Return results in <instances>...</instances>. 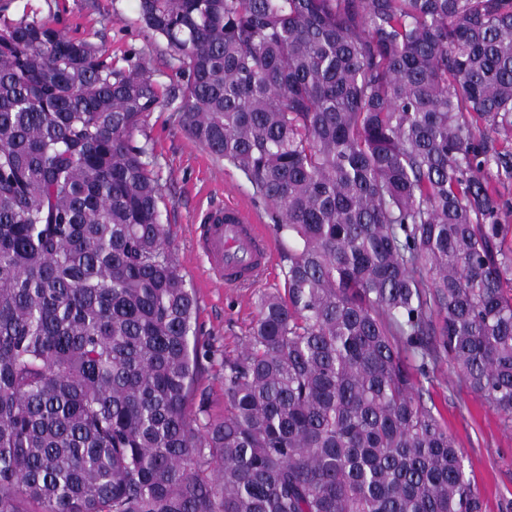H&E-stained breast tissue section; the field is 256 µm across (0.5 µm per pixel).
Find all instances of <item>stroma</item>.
Returning a JSON list of instances; mask_svg holds the SVG:
<instances>
[{"mask_svg":"<svg viewBox=\"0 0 512 512\" xmlns=\"http://www.w3.org/2000/svg\"><path fill=\"white\" fill-rule=\"evenodd\" d=\"M138 0H0V25L23 17L53 19L67 34L88 37L107 53H130L153 78L176 86L174 62L163 39L137 21ZM148 133L155 170L165 198L162 221L189 288L197 298L200 335L217 350L205 361L199 386L213 412L224 409L220 353L239 350L257 314L261 294L283 289V247L274 243V265L255 282L216 288L206 282L208 265L194 240L201 218L211 208L239 203L250 208L266 229H273L268 206L254 196L246 176L213 156L174 122L170 111L154 113ZM433 398L465 457L468 476L485 512H512V430L498 414L461 382L452 363H443L431 385Z\"/></svg>","mask_w":512,"mask_h":512,"instance_id":"stroma-1","label":"stroma"}]
</instances>
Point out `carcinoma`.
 <instances>
[{
    "instance_id": "obj_1",
    "label": "carcinoma",
    "mask_w": 512,
    "mask_h": 512,
    "mask_svg": "<svg viewBox=\"0 0 512 512\" xmlns=\"http://www.w3.org/2000/svg\"><path fill=\"white\" fill-rule=\"evenodd\" d=\"M181 79L0 29V512H482L432 401L512 428V0H138ZM240 170L284 293L214 351L161 222L155 112Z\"/></svg>"
}]
</instances>
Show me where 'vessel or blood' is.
Returning <instances> with one entry per match:
<instances>
[{"mask_svg":"<svg viewBox=\"0 0 512 512\" xmlns=\"http://www.w3.org/2000/svg\"><path fill=\"white\" fill-rule=\"evenodd\" d=\"M198 247L213 281L227 288L253 280L273 264L268 233L251 212L236 205L208 211Z\"/></svg>","mask_w":512,"mask_h":512,"instance_id":"vessel-or-blood-1","label":"vessel or blood"}]
</instances>
